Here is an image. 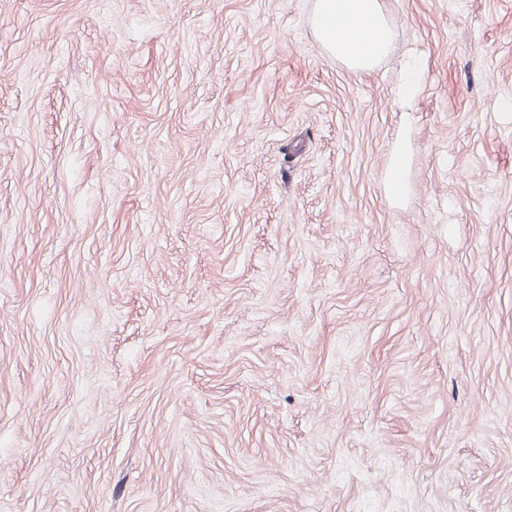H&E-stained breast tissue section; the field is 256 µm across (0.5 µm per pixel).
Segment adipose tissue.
Listing matches in <instances>:
<instances>
[{"mask_svg":"<svg viewBox=\"0 0 512 512\" xmlns=\"http://www.w3.org/2000/svg\"><path fill=\"white\" fill-rule=\"evenodd\" d=\"M313 27L323 48L359 74L391 47L383 0H316Z\"/></svg>","mask_w":512,"mask_h":512,"instance_id":"1","label":"adipose tissue"}]
</instances>
